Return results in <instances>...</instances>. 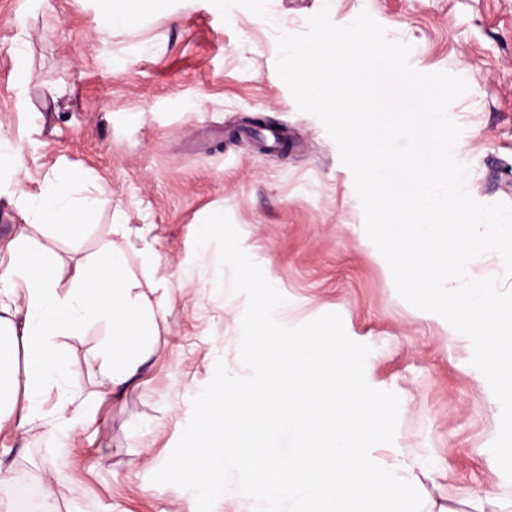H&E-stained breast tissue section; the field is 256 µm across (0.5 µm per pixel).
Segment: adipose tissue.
<instances>
[{
  "label": "adipose tissue",
  "mask_w": 512,
  "mask_h": 512,
  "mask_svg": "<svg viewBox=\"0 0 512 512\" xmlns=\"http://www.w3.org/2000/svg\"><path fill=\"white\" fill-rule=\"evenodd\" d=\"M24 200V222L5 245L7 259H0V425L26 428L46 419L73 432L83 423L74 398L62 395L54 405L46 403L76 367L59 362L57 337L77 339L87 327H100L99 347L85 359L101 377L97 398L125 392L137 385L151 340L167 325L161 299L170 288L162 280L140 281L112 240L73 263L42 250L35 232L51 221L69 231L94 208L76 176L48 179ZM47 266L52 275L44 274ZM64 279L69 288L62 293L58 284Z\"/></svg>",
  "instance_id": "ef3b65f1"
}]
</instances>
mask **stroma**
Returning a JSON list of instances; mask_svg holds the SVG:
<instances>
[{"mask_svg": "<svg viewBox=\"0 0 512 512\" xmlns=\"http://www.w3.org/2000/svg\"><path fill=\"white\" fill-rule=\"evenodd\" d=\"M324 6L338 26L368 10L389 39L411 45L416 70L466 80L449 115L463 129L471 195L512 204V0H266L261 13L250 0H115L139 19L107 31L100 0H0V140L25 153L20 188L0 185V244L23 221L22 193L74 172L100 206L40 243L79 259L123 224L128 268L172 287L138 388L96 403L97 378L83 368L61 384L86 409L83 428L0 426V460L15 477L0 485V512L21 483L52 491L58 512H196L191 492L151 477L216 362L247 374L237 356L245 297L194 245L214 212L296 300V323L339 313L348 336L371 347L373 381L408 395L394 445L431 459L417 474L423 494L449 512L512 504V482L485 453L500 423L486 384L469 373L463 342L402 300L360 241L353 175L276 72L278 34L304 32Z\"/></svg>", "mask_w": 512, "mask_h": 512, "instance_id": "1", "label": "stroma"}]
</instances>
